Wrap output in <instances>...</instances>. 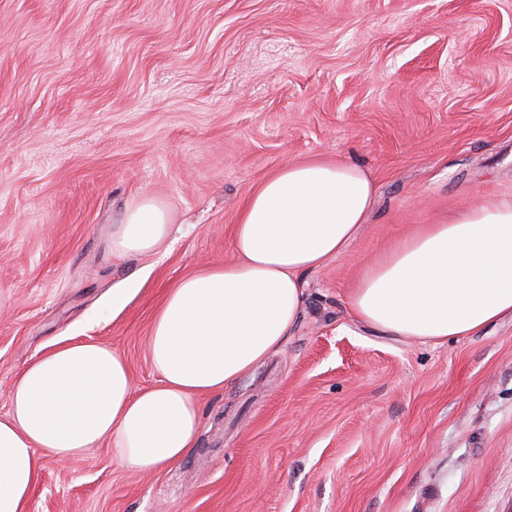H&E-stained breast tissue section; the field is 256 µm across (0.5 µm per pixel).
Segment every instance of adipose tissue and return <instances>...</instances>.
<instances>
[{"instance_id":"adipose-tissue-1","label":"adipose tissue","mask_w":512,"mask_h":512,"mask_svg":"<svg viewBox=\"0 0 512 512\" xmlns=\"http://www.w3.org/2000/svg\"><path fill=\"white\" fill-rule=\"evenodd\" d=\"M374 195L370 176L339 160L290 162L262 180L234 226L232 259L181 278L155 314L157 386L135 389L125 358L102 344H62L28 365L0 416V512H29L41 451L72 462L107 441L113 459L139 473L181 460L197 441L200 397L283 345L303 273L348 248ZM170 231L165 208L144 199L115 226L112 252L150 254ZM351 308L382 332L435 341L512 315V202L418 225L367 266Z\"/></svg>"}]
</instances>
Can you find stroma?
Listing matches in <instances>:
<instances>
[{
  "instance_id": "1",
  "label": "stroma",
  "mask_w": 512,
  "mask_h": 512,
  "mask_svg": "<svg viewBox=\"0 0 512 512\" xmlns=\"http://www.w3.org/2000/svg\"><path fill=\"white\" fill-rule=\"evenodd\" d=\"M311 158L361 167L375 197L305 273L284 344L202 400L174 465L39 455L29 512H512V318L434 343L349 303L417 225L512 201V0H0V415L57 340L156 385L168 289L230 259L256 185ZM146 198L169 237L114 256Z\"/></svg>"
}]
</instances>
